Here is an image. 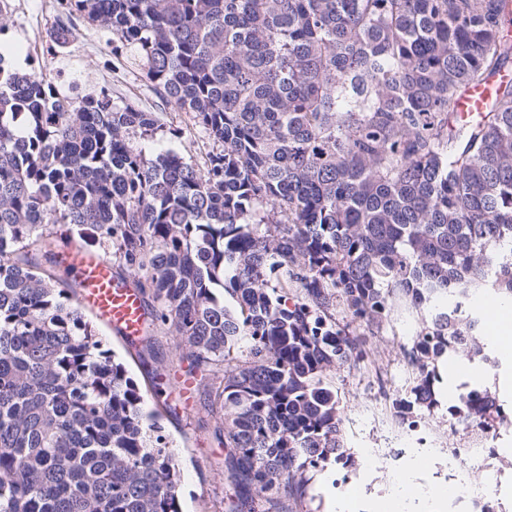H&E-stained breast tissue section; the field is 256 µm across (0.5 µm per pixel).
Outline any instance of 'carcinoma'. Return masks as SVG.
Segmentation results:
<instances>
[{
  "mask_svg": "<svg viewBox=\"0 0 512 512\" xmlns=\"http://www.w3.org/2000/svg\"><path fill=\"white\" fill-rule=\"evenodd\" d=\"M143 62L213 141L201 166L139 140L152 112L65 96L0 52V512H181L179 468L143 396L57 277L67 247L115 248L151 300L141 353L174 329L224 445L228 512H304L307 475L354 462L331 371L416 316L419 377L498 370L482 336L512 301V82L483 121L459 100L512 64V0H69ZM465 420L498 403L472 388Z\"/></svg>",
  "mask_w": 512,
  "mask_h": 512,
  "instance_id": "1",
  "label": "carcinoma"
}]
</instances>
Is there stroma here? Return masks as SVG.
Wrapping results in <instances>:
<instances>
[{"label": "stroma", "mask_w": 512, "mask_h": 512, "mask_svg": "<svg viewBox=\"0 0 512 512\" xmlns=\"http://www.w3.org/2000/svg\"><path fill=\"white\" fill-rule=\"evenodd\" d=\"M26 9L33 17L32 22L11 16L0 23V43L14 48L18 71L37 75L65 93L84 95L107 89L114 100L156 114L160 128L153 139L145 141L147 154L174 149L194 163L204 162L212 149L211 140L193 125L187 114L173 110L158 97L134 50H115L110 31L86 24L81 37L94 41L96 50L89 55H75L72 47L52 44L55 0H26ZM416 330V323L405 319L373 331L358 328V335L364 336L370 347L369 357L359 366L334 371L346 441L352 448L369 447L376 436L368 411L374 373H382L391 391L400 395L408 394L414 385L417 371L398 353L397 347L411 344ZM102 336L107 348L145 389V408L155 404L153 395L147 391L149 369H158L163 378L173 382L184 379V369L173 356L174 333L158 336L155 357L146 362L110 330H103ZM205 402L203 391H193L187 412L167 414L160 420L180 469L182 512H224V449L213 438L214 422Z\"/></svg>", "instance_id": "1"}]
</instances>
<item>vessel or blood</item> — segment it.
Listing matches in <instances>:
<instances>
[{
  "instance_id": "b4317fda",
  "label": "vessel or blood",
  "mask_w": 512,
  "mask_h": 512,
  "mask_svg": "<svg viewBox=\"0 0 512 512\" xmlns=\"http://www.w3.org/2000/svg\"><path fill=\"white\" fill-rule=\"evenodd\" d=\"M510 80L512 70L506 68L485 84L469 88L460 100V118L472 123L482 119L497 83ZM60 264L77 281L80 303L111 327L127 346H134L145 333L149 314L130 281L115 275L109 259L96 252L68 251L61 255Z\"/></svg>"
}]
</instances>
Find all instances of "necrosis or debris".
I'll use <instances>...</instances> for the list:
<instances>
[{"instance_id": "4bbe7bcc", "label": "necrosis or debris", "mask_w": 512, "mask_h": 512, "mask_svg": "<svg viewBox=\"0 0 512 512\" xmlns=\"http://www.w3.org/2000/svg\"><path fill=\"white\" fill-rule=\"evenodd\" d=\"M391 396L386 383H379L377 405L384 413L385 445L362 449L359 464L336 469L334 480L340 497L360 501L378 486L393 492L403 478L405 463L446 445L447 432L452 429L460 441L446 445L438 462L452 491L448 512H512V504L499 495L500 478L505 468L512 466V458L501 454L497 446L502 429L512 428L511 414L479 417L466 424L452 420L444 428L423 429L418 423L389 415Z\"/></svg>"}]
</instances>
